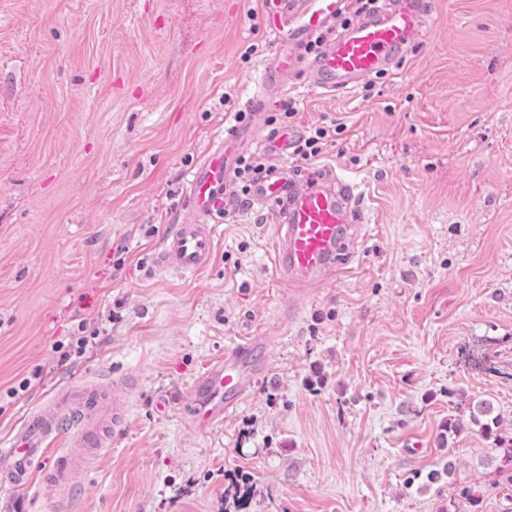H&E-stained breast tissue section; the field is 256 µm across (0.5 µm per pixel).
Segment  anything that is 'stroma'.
<instances>
[{
	"label": "stroma",
	"instance_id": "stroma-1",
	"mask_svg": "<svg viewBox=\"0 0 512 512\" xmlns=\"http://www.w3.org/2000/svg\"><path fill=\"white\" fill-rule=\"evenodd\" d=\"M270 49L256 0H0V446L56 392L128 379L70 512H512V0H435L398 74L351 92L289 85L361 195L339 275L284 287L248 205L206 271L155 273ZM256 332L268 378L194 428L203 366Z\"/></svg>",
	"mask_w": 512,
	"mask_h": 512
}]
</instances>
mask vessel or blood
Here are the masks:
<instances>
[{
    "label": "vessel or blood",
    "mask_w": 512,
    "mask_h": 512,
    "mask_svg": "<svg viewBox=\"0 0 512 512\" xmlns=\"http://www.w3.org/2000/svg\"><path fill=\"white\" fill-rule=\"evenodd\" d=\"M258 5L272 53L257 90L245 101L246 112L255 115L276 103L298 75L333 93L350 92L374 77L395 73L434 13L432 0H374L369 11L343 27L339 20L348 0H258ZM317 37L322 43L314 52L310 45ZM296 138L291 131L263 141L252 124L225 126L188 175L176 222L151 259L154 270L187 275L208 267L217 224L240 208L231 175L242 156L261 148L274 160L254 183L250 202L266 209L275 226L274 264L280 280L302 288L334 275L362 228L356 187L323 166L297 176L281 161ZM268 343V337H252L205 364L190 391L193 427L220 426L267 376ZM125 412L123 403L106 402L94 387L57 393L31 412L8 447L0 448V512H13L21 492L34 484L58 512H67L73 476L84 472L87 462L70 461L42 472L41 458L69 434L94 440L118 430Z\"/></svg>",
    "instance_id": "b4317fda"
}]
</instances>
